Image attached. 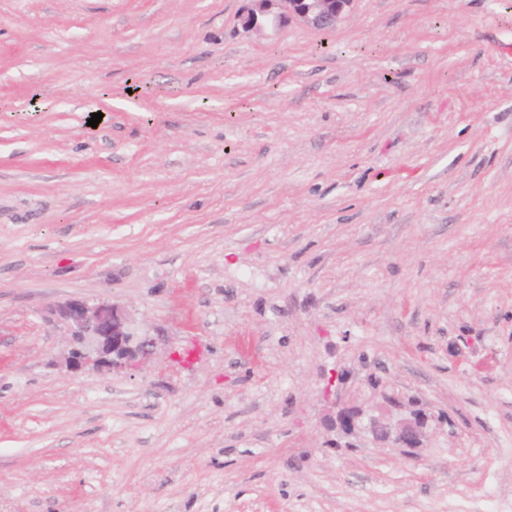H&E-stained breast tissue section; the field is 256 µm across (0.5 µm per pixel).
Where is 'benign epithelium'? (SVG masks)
I'll return each instance as SVG.
<instances>
[{
  "label": "benign epithelium",
  "mask_w": 512,
  "mask_h": 512,
  "mask_svg": "<svg viewBox=\"0 0 512 512\" xmlns=\"http://www.w3.org/2000/svg\"><path fill=\"white\" fill-rule=\"evenodd\" d=\"M354 0H247L241 15L242 27L259 32L296 21L310 29L331 32L337 28ZM72 343L67 363L72 370L122 371L138 369L149 359L153 339L139 333L124 311L114 303L71 300L57 309ZM348 377L336 381V398L331 417L338 433L336 447L361 448L370 441L397 448L408 457L424 447L429 431L448 423L427 409L406 403L412 397L380 392V400L369 405L347 390Z\"/></svg>",
  "instance_id": "obj_1"
}]
</instances>
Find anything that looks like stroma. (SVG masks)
Here are the masks:
<instances>
[{
	"mask_svg": "<svg viewBox=\"0 0 512 512\" xmlns=\"http://www.w3.org/2000/svg\"><path fill=\"white\" fill-rule=\"evenodd\" d=\"M242 7L0 0V512H512V0ZM340 369L451 427L331 448ZM241 15L247 31H262L296 21L310 29L331 32L337 28L355 0H245ZM276 9L275 11L273 9ZM72 343L67 363L72 370L139 369L149 359L153 339L140 334L114 303L71 300L57 309Z\"/></svg>",
	"mask_w": 512,
	"mask_h": 512,
	"instance_id": "stroma-1",
	"label": "stroma"
}]
</instances>
